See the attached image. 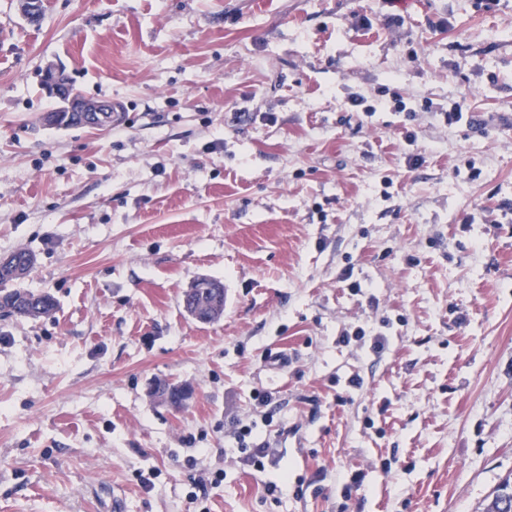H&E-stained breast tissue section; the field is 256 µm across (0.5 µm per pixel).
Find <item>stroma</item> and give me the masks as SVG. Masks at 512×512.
Returning a JSON list of instances; mask_svg holds the SVG:
<instances>
[{"label": "stroma", "instance_id": "35a3bbf8", "mask_svg": "<svg viewBox=\"0 0 512 512\" xmlns=\"http://www.w3.org/2000/svg\"><path fill=\"white\" fill-rule=\"evenodd\" d=\"M1 24L0 257L31 252L19 285L56 307L0 317V512H483L512 481V0ZM50 66L123 121L45 124ZM238 422L276 466L240 462ZM190 290V293L187 290L183 295V306L189 314H193L192 309H199L209 317L206 322L222 316L226 293L220 282L204 278L197 281Z\"/></svg>", "mask_w": 512, "mask_h": 512}]
</instances>
